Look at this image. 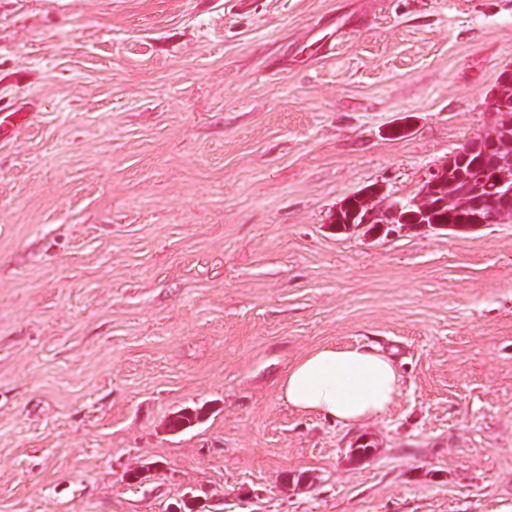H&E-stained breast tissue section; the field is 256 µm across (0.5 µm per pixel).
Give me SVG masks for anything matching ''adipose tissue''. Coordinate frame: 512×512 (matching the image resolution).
<instances>
[{
    "mask_svg": "<svg viewBox=\"0 0 512 512\" xmlns=\"http://www.w3.org/2000/svg\"><path fill=\"white\" fill-rule=\"evenodd\" d=\"M401 389L391 355L373 346L321 345L288 365L278 391L299 413L354 426L385 414Z\"/></svg>",
    "mask_w": 512,
    "mask_h": 512,
    "instance_id": "1",
    "label": "adipose tissue"
}]
</instances>
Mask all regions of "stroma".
Segmentation results:
<instances>
[{
  "instance_id": "stroma-1",
  "label": "stroma",
  "mask_w": 512,
  "mask_h": 512,
  "mask_svg": "<svg viewBox=\"0 0 512 512\" xmlns=\"http://www.w3.org/2000/svg\"><path fill=\"white\" fill-rule=\"evenodd\" d=\"M507 68L512 0H0V512H512V222L334 224ZM326 343L395 356L385 414L281 402Z\"/></svg>"
}]
</instances>
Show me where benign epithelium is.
<instances>
[{
  "instance_id": "benign-epithelium-1",
  "label": "benign epithelium",
  "mask_w": 512,
  "mask_h": 512,
  "mask_svg": "<svg viewBox=\"0 0 512 512\" xmlns=\"http://www.w3.org/2000/svg\"><path fill=\"white\" fill-rule=\"evenodd\" d=\"M495 122L485 134L464 144L447 162L435 170L418 196L402 203H382L383 189L367 190L353 195L358 205L351 211L345 230H363L368 235L393 236L403 230L471 229L491 224L501 217L512 216V100L494 96L491 102ZM470 164L466 176L469 192L468 209L473 222L469 224H436L433 214L451 205L457 195V182L448 178V166ZM489 168L501 173L492 195L485 194L483 171ZM415 207L407 220L405 209Z\"/></svg>"
}]
</instances>
